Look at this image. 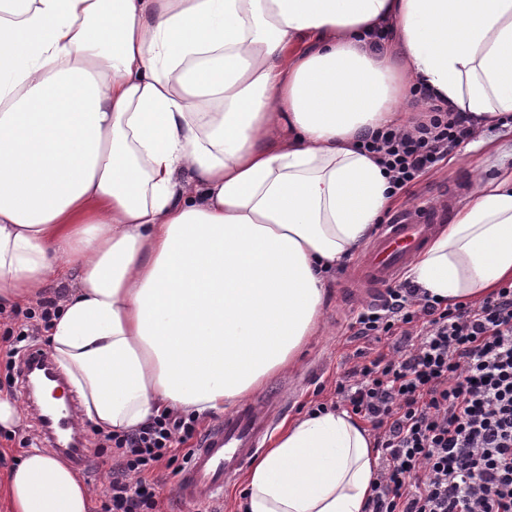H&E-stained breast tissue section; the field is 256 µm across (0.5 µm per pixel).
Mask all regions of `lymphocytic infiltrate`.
I'll use <instances>...</instances> for the list:
<instances>
[{
  "instance_id": "1",
  "label": "lymphocytic infiltrate",
  "mask_w": 512,
  "mask_h": 512,
  "mask_svg": "<svg viewBox=\"0 0 512 512\" xmlns=\"http://www.w3.org/2000/svg\"><path fill=\"white\" fill-rule=\"evenodd\" d=\"M473 136L468 118L433 102L412 129L376 132L361 148L402 196ZM38 308V319L0 335L12 357L6 380L22 342L48 330L56 303ZM352 327L390 348L349 368L335 388L337 404L370 424L381 453L369 512H512V284L447 305L413 282L390 284ZM196 430L194 416L163 413L133 432L104 434L99 448L116 455L100 512H158L151 475L177 463Z\"/></svg>"
}]
</instances>
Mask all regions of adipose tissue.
<instances>
[{
  "instance_id": "adipose-tissue-1",
  "label": "adipose tissue",
  "mask_w": 512,
  "mask_h": 512,
  "mask_svg": "<svg viewBox=\"0 0 512 512\" xmlns=\"http://www.w3.org/2000/svg\"><path fill=\"white\" fill-rule=\"evenodd\" d=\"M420 86L480 134L512 115V0H0V302L71 283L49 338L79 418L220 412L293 367L393 203L358 144L411 126ZM408 276L448 303L512 281V171ZM378 459L348 412L292 420L242 512H367ZM0 494L90 508L38 448Z\"/></svg>"
}]
</instances>
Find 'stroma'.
Listing matches in <instances>:
<instances>
[{
    "instance_id": "obj_1",
    "label": "stroma",
    "mask_w": 512,
    "mask_h": 512,
    "mask_svg": "<svg viewBox=\"0 0 512 512\" xmlns=\"http://www.w3.org/2000/svg\"><path fill=\"white\" fill-rule=\"evenodd\" d=\"M503 169H512V129H487L482 138L456 148L447 162L413 187L409 197L397 199L394 208L409 210L442 201L451 188L457 189L459 196H466L475 174L493 175ZM360 264V258H353L330 276L317 335L310 338L295 367L276 374L266 383L267 388L279 387L284 391L282 422L300 417L318 403L330 402L337 377L358 363L360 356L371 359L384 349L383 344L354 338L349 327L354 310L378 294L377 289L356 280ZM8 360V350L0 343V392L18 400L20 416L17 429L0 428V478L11 469L14 461L24 458V441L38 433L35 415L26 404L20 403L19 392L9 389L5 380ZM155 478L160 512H239L240 483H232L224 491L223 502L211 507L179 499L174 491L176 477L169 470H160Z\"/></svg>"
}]
</instances>
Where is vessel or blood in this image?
Wrapping results in <instances>:
<instances>
[{
    "label": "vessel or blood",
    "instance_id": "vessel-or-blood-1",
    "mask_svg": "<svg viewBox=\"0 0 512 512\" xmlns=\"http://www.w3.org/2000/svg\"><path fill=\"white\" fill-rule=\"evenodd\" d=\"M447 206H423L382 225L367 249L362 271L370 286L379 287L399 277L403 267L422 250L441 227ZM283 401L274 393L240 404L223 420L208 428L193 449L186 468L175 484L184 501L213 504L224 497V486L234 481L262 450L281 415ZM74 401L64 409H47L40 420L50 439L71 430Z\"/></svg>",
    "mask_w": 512,
    "mask_h": 512
}]
</instances>
